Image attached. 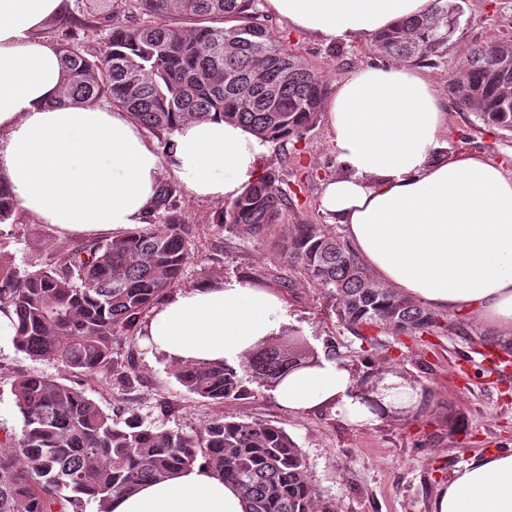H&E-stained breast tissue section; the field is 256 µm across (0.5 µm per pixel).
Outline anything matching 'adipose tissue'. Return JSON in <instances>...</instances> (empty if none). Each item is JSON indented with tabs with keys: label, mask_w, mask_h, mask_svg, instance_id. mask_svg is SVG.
<instances>
[{
	"label": "adipose tissue",
	"mask_w": 512,
	"mask_h": 512,
	"mask_svg": "<svg viewBox=\"0 0 512 512\" xmlns=\"http://www.w3.org/2000/svg\"><path fill=\"white\" fill-rule=\"evenodd\" d=\"M431 0H265L266 12L327 43L350 44L425 13ZM72 0H0V185L57 236L114 238L147 224L164 176L194 197L231 201L254 182L268 145L244 127L188 120L158 148L128 113L61 102L64 65L42 36ZM339 171L320 206L341 225L374 279L423 306L470 312L512 338V163L451 154L449 114L435 83L401 64L363 66L323 102ZM291 317L272 289L219 277L156 307L148 347L187 363L236 366ZM273 394L292 411L326 402L353 422L412 408L417 393L388 372L359 394L335 359L289 375ZM112 512H245L232 485L203 464L144 484ZM434 512H512V452L474 457Z\"/></svg>",
	"instance_id": "adipose-tissue-1"
}]
</instances>
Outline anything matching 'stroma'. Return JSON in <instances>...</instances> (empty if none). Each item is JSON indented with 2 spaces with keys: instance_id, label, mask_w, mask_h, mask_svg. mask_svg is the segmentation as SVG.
<instances>
[{
  "instance_id": "1",
  "label": "stroma",
  "mask_w": 512,
  "mask_h": 512,
  "mask_svg": "<svg viewBox=\"0 0 512 512\" xmlns=\"http://www.w3.org/2000/svg\"><path fill=\"white\" fill-rule=\"evenodd\" d=\"M271 26L289 50L319 69L331 84L352 69L381 60L369 36L350 45L326 44L284 20H272ZM508 37L512 38V0H466L442 63L424 62L420 68L446 94L448 77L468 47ZM444 104L450 112L449 151L478 150L493 160L512 157V138L487 131L447 95ZM260 165L283 168L290 189L297 193L286 223L323 221V186L337 172L325 122L287 148L270 146ZM176 205L197 227L195 256L180 288L235 276L275 289L293 327L312 346L322 350L334 343L337 359L357 380L388 371L403 376L418 393L413 409L365 425L353 422L336 403L303 412L287 410L263 387L235 403L203 402L175 381L171 362L152 355L140 335L123 338L118 346L121 360L133 363L138 373L134 388L121 391L112 386L108 373L75 376L57 362L28 358L5 340L0 342V428L19 431L11 382L27 374L64 379L84 389L105 411L122 406L145 424L163 429L191 432L223 416L263 420L283 427L297 442L312 482L324 496L335 498L340 512H433L439 489L461 465L487 452L512 451V358L501 361L482 347L480 338L487 335V327L471 319L465 332L451 329L415 340L385 332L380 346L369 348L338 324L329 300L276 255L272 241L280 227L253 239L213 224L221 203L183 190ZM58 243L73 248L82 240L58 239L51 225L25 217L14 227L7 249L20 264L34 257L36 246Z\"/></svg>"
}]
</instances>
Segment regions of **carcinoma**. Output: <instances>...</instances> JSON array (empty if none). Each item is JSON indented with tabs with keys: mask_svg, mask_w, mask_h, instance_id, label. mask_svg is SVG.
<instances>
[{
	"mask_svg": "<svg viewBox=\"0 0 512 512\" xmlns=\"http://www.w3.org/2000/svg\"><path fill=\"white\" fill-rule=\"evenodd\" d=\"M264 0H84L87 15L108 22L97 54L65 43L66 83L59 102L105 101L164 145L181 122L218 114L284 147L313 129L328 95L322 73L290 52L265 24ZM121 12L131 25L110 24ZM464 13L460 0H431L423 15L374 37L376 51L400 62L443 56ZM512 39L467 50L448 78V93L483 125L512 137ZM285 174L267 168L214 218L262 237L292 205ZM162 185L148 224L119 238L51 249L19 266L0 250V310L16 317V348L73 374H110L134 385L135 368L116 346L182 277L195 234ZM18 207L0 186V225ZM275 251L332 301L338 323L379 345L376 332L411 338L447 331L443 315L378 284L330 224H283ZM336 356L308 345L301 331L254 344L237 366L177 365L176 381L215 404L250 397V385L276 388L288 375ZM21 429L0 452V512H112L114 499L202 462L237 487L245 512H338L320 494L301 449L265 421L217 418L201 429H156L120 419L86 392L57 378L23 375L11 387Z\"/></svg>",
	"mask_w": 512,
	"mask_h": 512,
	"instance_id": "1",
	"label": "carcinoma"
}]
</instances>
